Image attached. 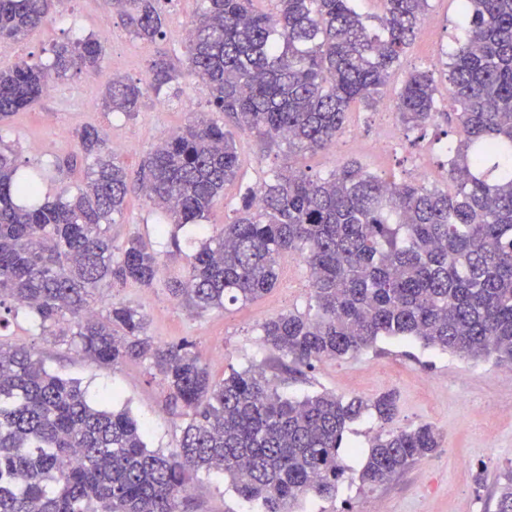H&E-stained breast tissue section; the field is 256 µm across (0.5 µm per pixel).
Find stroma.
Instances as JSON below:
<instances>
[{
    "mask_svg": "<svg viewBox=\"0 0 512 512\" xmlns=\"http://www.w3.org/2000/svg\"><path fill=\"white\" fill-rule=\"evenodd\" d=\"M198 0H167L163 6L165 37L155 43L134 39L119 16L103 0H61L52 21L30 32L23 40L0 46V68L18 60L45 62L56 43L90 37L104 48L98 74H74L55 84L33 108L17 112L0 126V142L10 146L21 170L41 172L44 188H77L83 171L57 172L54 163L79 149L77 133L87 125L125 142L116 155L129 175H136L145 155L182 128L194 115L209 110L202 83L185 74L160 95H145L134 118L108 111L103 93L112 76L132 81L145 79L158 53L184 52L183 27L192 25ZM432 29L421 30L407 50L400 70L392 76L384 96L387 110L354 108L333 147L317 153L289 155L286 146H266L254 135L236 132L240 169L235 184L226 186L208 218L209 225H222L240 189L258 186L272 169L296 167L310 174L327 175L355 160L378 175L413 180L425 170L426 180L444 185L447 160L440 139L441 129L428 128L424 139L410 144L391 102L407 72L427 68L441 74L447 51L462 38L458 0H431ZM388 132L385 149H372L380 132ZM113 245L131 234L141 235L157 250L165 239L157 233L156 215L147 198L130 195L127 208L109 228ZM182 267L167 263L154 288L133 283L114 284L93 292L94 311L106 312L122 303L138 308L147 319V333L159 345L189 342L215 379L230 370L264 366L266 375L280 393L300 398L328 391L351 398L374 399L392 391L397 397L395 423L399 426L428 423L442 435L432 456L416 461L403 473L376 486L362 484L360 474L373 436L383 425L367 415L350 424L346 441L353 447L344 457L346 472L335 498L309 497L297 512H494L500 473L512 468V372L500 369L491 359H463L454 354L423 347L403 338L385 337L376 347L340 360H322L289 375L277 370V353L262 343L260 327L266 320L294 309L306 310L310 287L301 259L281 265L278 284L263 299L228 309L201 314L190 311L173 298L169 280ZM0 346H27L45 365L64 376L78 379L92 397L112 394L114 408H129L148 429L150 448L173 451L186 419L175 414L165 401L160 377L150 360L126 361L102 367L78 355L69 337L43 333L27 319L10 321L0 329ZM188 512H256L223 474L191 473Z\"/></svg>",
    "mask_w": 512,
    "mask_h": 512,
    "instance_id": "35a3bbf8",
    "label": "stroma"
}]
</instances>
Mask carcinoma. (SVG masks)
Segmentation results:
<instances>
[{
	"instance_id": "carcinoma-1",
	"label": "carcinoma",
	"mask_w": 512,
	"mask_h": 512,
	"mask_svg": "<svg viewBox=\"0 0 512 512\" xmlns=\"http://www.w3.org/2000/svg\"><path fill=\"white\" fill-rule=\"evenodd\" d=\"M59 0H0V43L43 26ZM134 37H164L163 0H105ZM200 0L187 69L208 103L243 132L288 153L332 145L356 105L373 109L416 39L430 0ZM465 37L444 63L456 111L440 112L430 69L407 73L395 98L403 126L453 120L450 186L381 177L357 162L326 176L272 169L240 194L234 218L187 255L172 295L197 311L267 295L279 261L296 255L309 273L315 313L290 311L261 326L288 372L354 356L381 336L413 338L462 358L512 367V0H459ZM51 64L0 69V122L33 107L51 83L95 74L102 45H55ZM180 61L153 60L147 81L112 77L106 107L137 114L148 91L180 75ZM84 186L46 199L36 176L0 150V310L24 311L43 330L68 322L78 352L103 366L150 359L168 405L187 418L177 450H151L127 410L93 403L81 383L46 369L32 349L0 346V512H178L190 471L230 477L238 495L264 512H288L303 495L336 496L345 473L347 425L373 413L389 425L396 396L344 399L322 392L282 397L251 366L217 381L191 344L161 347L138 309L106 315L90 293L112 283L153 287L158 254L132 235L115 249L107 226L138 189L160 212L169 259L179 232L208 218L236 177L233 134L197 116L158 145L135 180L105 159L97 129L78 134ZM430 425L392 427L374 437L361 480L370 484L432 455ZM495 512H512V468L501 474Z\"/></svg>"
}]
</instances>
